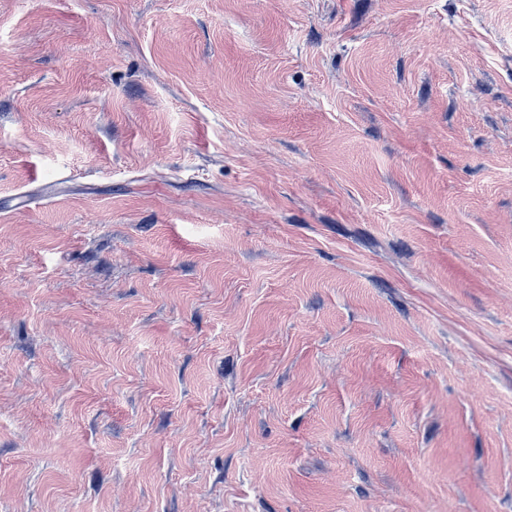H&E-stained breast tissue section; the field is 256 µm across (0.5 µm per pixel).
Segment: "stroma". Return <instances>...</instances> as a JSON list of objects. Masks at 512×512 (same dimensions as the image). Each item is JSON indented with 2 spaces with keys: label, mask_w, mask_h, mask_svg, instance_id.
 <instances>
[{
  "label": "stroma",
  "mask_w": 512,
  "mask_h": 512,
  "mask_svg": "<svg viewBox=\"0 0 512 512\" xmlns=\"http://www.w3.org/2000/svg\"><path fill=\"white\" fill-rule=\"evenodd\" d=\"M0 512H512V0H0Z\"/></svg>",
  "instance_id": "1"
}]
</instances>
